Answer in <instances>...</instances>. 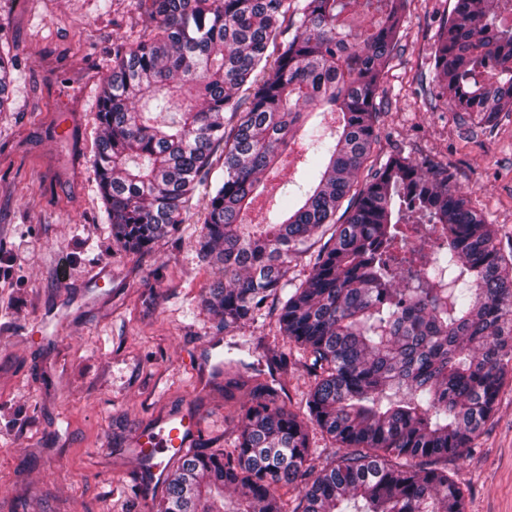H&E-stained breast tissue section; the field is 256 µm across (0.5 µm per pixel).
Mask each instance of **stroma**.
I'll return each instance as SVG.
<instances>
[{
    "instance_id": "obj_1",
    "label": "stroma",
    "mask_w": 512,
    "mask_h": 512,
    "mask_svg": "<svg viewBox=\"0 0 512 512\" xmlns=\"http://www.w3.org/2000/svg\"><path fill=\"white\" fill-rule=\"evenodd\" d=\"M453 7L413 0L372 156L450 166L508 242L512 114L481 127L419 92ZM143 29L135 0H0V53L16 61L0 112V266L12 272L0 282V512H150L163 483L135 453L141 430L193 411L204 418L195 447L220 452L255 387L273 385L297 412L312 385L300 362L279 361L277 304L228 329L205 306L222 276L197 254L209 184L150 251L112 239L95 114L113 44ZM219 357L230 368L216 371ZM437 465L464 490L465 512H512V374L472 450Z\"/></svg>"
}]
</instances>
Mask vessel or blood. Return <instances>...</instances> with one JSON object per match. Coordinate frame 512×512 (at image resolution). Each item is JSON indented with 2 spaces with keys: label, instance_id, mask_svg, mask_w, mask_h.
I'll list each match as a JSON object with an SVG mask.
<instances>
[{
  "label": "vessel or blood",
  "instance_id": "obj_1",
  "mask_svg": "<svg viewBox=\"0 0 512 512\" xmlns=\"http://www.w3.org/2000/svg\"><path fill=\"white\" fill-rule=\"evenodd\" d=\"M200 430L198 417L190 414L172 416L139 437L137 455L149 462L180 457L182 450L191 445Z\"/></svg>",
  "mask_w": 512,
  "mask_h": 512
}]
</instances>
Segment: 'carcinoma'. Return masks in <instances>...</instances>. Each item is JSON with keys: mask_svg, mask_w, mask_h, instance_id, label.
Listing matches in <instances>:
<instances>
[{"mask_svg": "<svg viewBox=\"0 0 512 512\" xmlns=\"http://www.w3.org/2000/svg\"><path fill=\"white\" fill-rule=\"evenodd\" d=\"M142 35L112 46L94 167L112 237L139 253L174 235L202 176L199 250L224 271L206 304L230 328L273 300L314 385L300 412L256 389L221 454L196 449L166 475L157 512H464L432 466L463 458L512 368V246L446 166L390 154L377 101L410 0H137ZM504 0H455L431 84L451 110L512 112ZM14 62L0 55V111ZM329 113V128L315 117ZM305 148L306 190L247 220L282 153ZM437 235L404 268L408 227ZM320 244L308 274L292 259ZM342 455L314 465L309 430ZM298 492V503L279 493Z\"/></svg>", "mask_w": 512, "mask_h": 512, "instance_id": "obj_1", "label": "carcinoma"}]
</instances>
